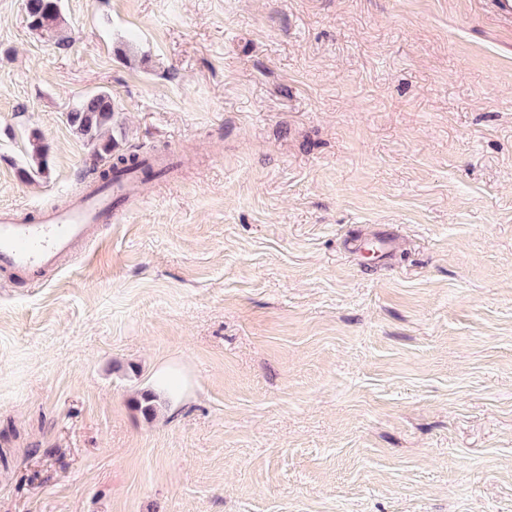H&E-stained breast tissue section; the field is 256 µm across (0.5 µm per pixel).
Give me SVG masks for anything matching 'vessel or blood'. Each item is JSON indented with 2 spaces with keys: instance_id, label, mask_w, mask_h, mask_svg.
<instances>
[{
  "instance_id": "vessel-or-blood-1",
  "label": "vessel or blood",
  "mask_w": 512,
  "mask_h": 512,
  "mask_svg": "<svg viewBox=\"0 0 512 512\" xmlns=\"http://www.w3.org/2000/svg\"><path fill=\"white\" fill-rule=\"evenodd\" d=\"M141 188L136 174L121 173L106 187L90 186L66 208L40 212L34 219L0 208V272L41 278L88 241L98 225L116 220Z\"/></svg>"
}]
</instances>
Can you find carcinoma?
Listing matches in <instances>:
<instances>
[{
  "mask_svg": "<svg viewBox=\"0 0 512 512\" xmlns=\"http://www.w3.org/2000/svg\"><path fill=\"white\" fill-rule=\"evenodd\" d=\"M25 12L29 27L37 32L54 34L64 23L60 0H25ZM115 116V104L108 92H98L84 98L81 103L67 113V122L73 130L94 146L95 155H112V122ZM34 167L32 174L44 177L48 174L47 150L41 136L32 134L30 141ZM139 172L147 180L155 173L141 167L140 154L130 153L113 158L109 168L99 175L103 183H108L111 176L121 172Z\"/></svg>",
  "mask_w": 512,
  "mask_h": 512,
  "instance_id": "obj_1",
  "label": "carcinoma"
}]
</instances>
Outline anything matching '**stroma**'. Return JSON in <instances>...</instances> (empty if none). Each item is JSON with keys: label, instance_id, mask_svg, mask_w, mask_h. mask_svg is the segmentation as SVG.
Masks as SVG:
<instances>
[{"label": "stroma", "instance_id": "obj_1", "mask_svg": "<svg viewBox=\"0 0 512 512\" xmlns=\"http://www.w3.org/2000/svg\"><path fill=\"white\" fill-rule=\"evenodd\" d=\"M61 8L0 0V207L72 198L100 91L118 151L176 165L53 277L0 274V512H512V15ZM29 27L37 32L57 33L64 23L60 0H25ZM115 104L108 92H98L84 98L67 113V122L73 130L94 146L95 155L112 157V122Z\"/></svg>", "mask_w": 512, "mask_h": 512}]
</instances>
